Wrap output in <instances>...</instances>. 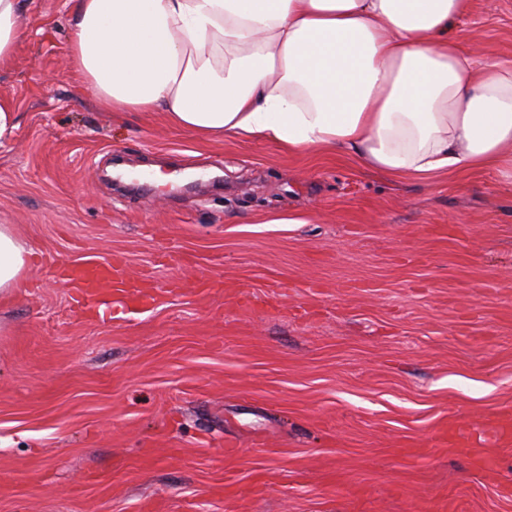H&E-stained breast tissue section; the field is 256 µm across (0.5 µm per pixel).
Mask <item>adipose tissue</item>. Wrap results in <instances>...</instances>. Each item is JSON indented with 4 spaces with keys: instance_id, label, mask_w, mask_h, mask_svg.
I'll return each mask as SVG.
<instances>
[{
    "instance_id": "1",
    "label": "adipose tissue",
    "mask_w": 512,
    "mask_h": 512,
    "mask_svg": "<svg viewBox=\"0 0 512 512\" xmlns=\"http://www.w3.org/2000/svg\"><path fill=\"white\" fill-rule=\"evenodd\" d=\"M469 0H75L72 68L113 112H161L208 140L330 150L424 180L489 169L512 183V60L455 32ZM24 0H0V69ZM32 251L0 225V298Z\"/></svg>"
}]
</instances>
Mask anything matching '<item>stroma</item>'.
<instances>
[{
    "label": "stroma",
    "mask_w": 512,
    "mask_h": 512,
    "mask_svg": "<svg viewBox=\"0 0 512 512\" xmlns=\"http://www.w3.org/2000/svg\"><path fill=\"white\" fill-rule=\"evenodd\" d=\"M71 10L30 0L0 72V224L35 254L0 303V512H512V185L106 110ZM459 32L512 60V0ZM91 257L217 287L90 318L58 267Z\"/></svg>",
    "instance_id": "1"
}]
</instances>
